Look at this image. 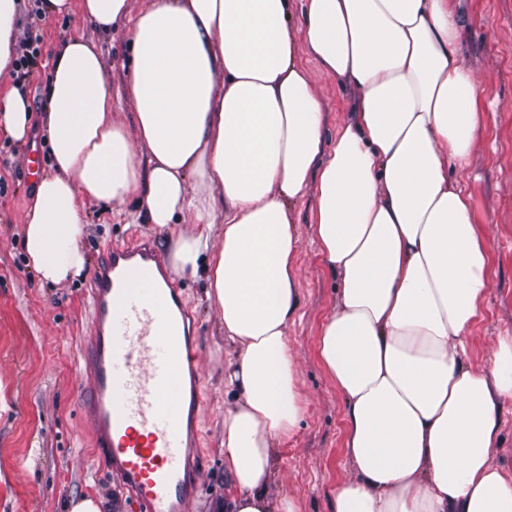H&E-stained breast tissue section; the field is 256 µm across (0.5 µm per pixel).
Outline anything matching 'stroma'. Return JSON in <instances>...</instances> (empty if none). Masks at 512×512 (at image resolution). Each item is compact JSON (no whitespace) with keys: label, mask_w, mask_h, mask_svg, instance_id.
Here are the masks:
<instances>
[{"label":"stroma","mask_w":512,"mask_h":512,"mask_svg":"<svg viewBox=\"0 0 512 512\" xmlns=\"http://www.w3.org/2000/svg\"><path fill=\"white\" fill-rule=\"evenodd\" d=\"M465 17L458 64L481 86L484 127L464 165L449 164L448 177L462 184L486 238L490 254L489 291L483 317L472 328L467 362L490 365L500 338L512 337V0H459ZM38 33L41 60L19 82L36 112L24 143L0 133V512H69L85 497H112L119 512H131L129 496L111 462L93 446L90 418L84 412L88 388L82 354L91 332L87 287L104 247L137 236L167 250L168 236L150 224L132 223L134 203L110 210L88 205L84 245L90 268L63 285H41L22 244L21 229L34 202L36 179L25 168L31 153L47 158L49 145L39 118L48 87V60L69 35L97 39L104 55L117 121L130 123L134 106L122 91L131 67L124 32L98 36L80 8L64 15L43 13L30 23L20 17L19 33ZM325 110L324 145L332 147L345 124L356 90L342 85L316 62L306 64ZM314 190L295 205L300 248L295 272L300 288L298 316L288 325V341L297 366L305 411L295 434L279 446L268 490L271 497L293 496L301 512H331L332 492L351 475L344 448V402L317 357L326 319L335 312L337 280L313 241ZM183 299L198 323L197 360L203 377L200 411V472L203 489L189 512H212L214 501L229 493L224 469V390L227 364L224 329L216 303L204 295V277L179 280Z\"/></svg>","instance_id":"stroma-1"}]
</instances>
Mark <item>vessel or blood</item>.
Instances as JSON below:
<instances>
[{
  "label": "vessel or blood",
  "instance_id": "b4317fda",
  "mask_svg": "<svg viewBox=\"0 0 512 512\" xmlns=\"http://www.w3.org/2000/svg\"><path fill=\"white\" fill-rule=\"evenodd\" d=\"M94 325L83 352L85 408L100 454L135 512H189L199 489L192 453L201 371L196 331L153 240L103 250L89 282Z\"/></svg>",
  "mask_w": 512,
  "mask_h": 512
}]
</instances>
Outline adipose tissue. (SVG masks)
I'll use <instances>...</instances> for the list:
<instances>
[{"label":"adipose tissue","mask_w":512,"mask_h":512,"mask_svg":"<svg viewBox=\"0 0 512 512\" xmlns=\"http://www.w3.org/2000/svg\"><path fill=\"white\" fill-rule=\"evenodd\" d=\"M80 6L133 51L131 125L112 119L101 48L84 35L52 58L42 114L52 171L22 227L42 285L88 263V204L135 200L171 234L175 276L204 274L236 355L224 386L231 512H300L267 490L277 448L303 415L288 344L300 308L292 205L315 188L314 239L337 276L318 357L345 401L352 476L332 512H512V474L493 462L512 401V343L491 369L462 356L482 317L489 252L471 196L448 178L482 123V90L457 63L452 0H48ZM359 95L323 150L324 111L304 57ZM32 104L0 93V132L25 141ZM223 221L224 236L212 227Z\"/></svg>","instance_id":"adipose-tissue-1"}]
</instances>
